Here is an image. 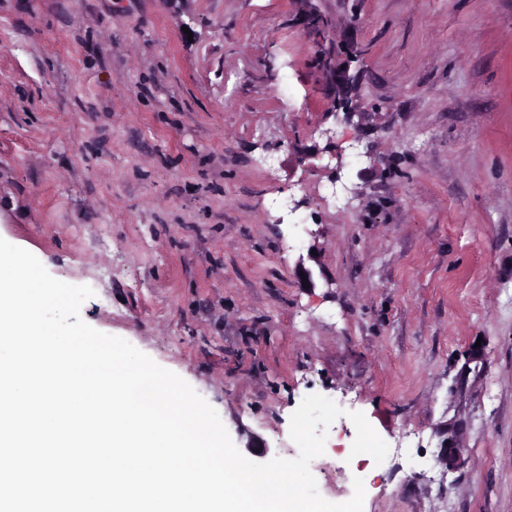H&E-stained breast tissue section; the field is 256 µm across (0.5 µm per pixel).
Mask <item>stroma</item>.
<instances>
[{"instance_id":"35a3bbf8","label":"stroma","mask_w":512,"mask_h":512,"mask_svg":"<svg viewBox=\"0 0 512 512\" xmlns=\"http://www.w3.org/2000/svg\"><path fill=\"white\" fill-rule=\"evenodd\" d=\"M0 238L242 455L334 400L324 499L512 512V0H0Z\"/></svg>"}]
</instances>
